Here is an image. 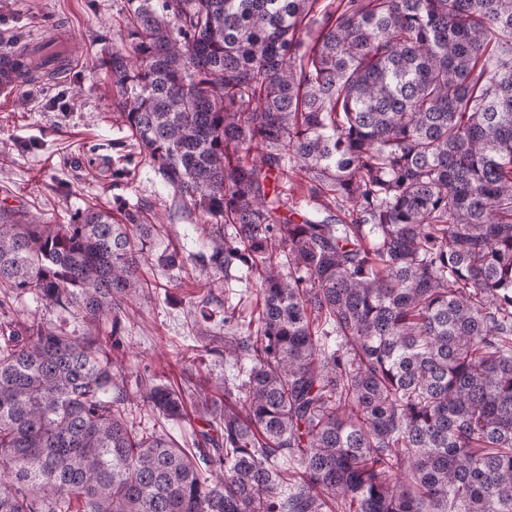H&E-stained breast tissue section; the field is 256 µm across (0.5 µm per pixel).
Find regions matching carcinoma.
I'll use <instances>...</instances> for the list:
<instances>
[{"label":"carcinoma","mask_w":512,"mask_h":512,"mask_svg":"<svg viewBox=\"0 0 512 512\" xmlns=\"http://www.w3.org/2000/svg\"><path fill=\"white\" fill-rule=\"evenodd\" d=\"M318 3L127 0L95 66L203 221L201 303L252 280L258 313L194 349L245 378L129 388L139 209L1 219L0 310L31 295L85 332L4 322L0 512H512V0ZM188 399L191 449L130 421Z\"/></svg>","instance_id":"cac0c4a2"}]
</instances>
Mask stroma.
I'll use <instances>...</instances> for the list:
<instances>
[{
    "instance_id": "35a3bbf8",
    "label": "stroma",
    "mask_w": 512,
    "mask_h": 512,
    "mask_svg": "<svg viewBox=\"0 0 512 512\" xmlns=\"http://www.w3.org/2000/svg\"><path fill=\"white\" fill-rule=\"evenodd\" d=\"M126 9L127 0H0V48L60 33L76 52L60 78L0 99V215L40 213L63 224L78 210L118 200L164 214L145 267L159 289L126 322L123 363L159 383H183L191 371L235 384L243 366L192 358L200 338L191 323L203 294L194 267L171 288L160 261L171 246L186 257L202 249L196 222L171 212L168 189L132 157L126 129L112 120V82L92 64L96 53L124 46Z\"/></svg>"
}]
</instances>
